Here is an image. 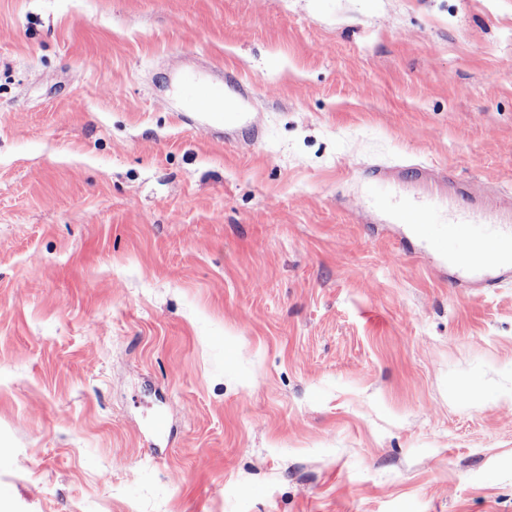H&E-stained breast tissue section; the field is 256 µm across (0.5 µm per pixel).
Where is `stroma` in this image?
<instances>
[{"instance_id": "stroma-1", "label": "stroma", "mask_w": 512, "mask_h": 512, "mask_svg": "<svg viewBox=\"0 0 512 512\" xmlns=\"http://www.w3.org/2000/svg\"><path fill=\"white\" fill-rule=\"evenodd\" d=\"M380 166L512 203V0H0V501L512 512V275ZM220 104H224V92L213 91L208 92L205 95L196 96L193 102V107L200 112H227L224 114V122H226L232 117L234 109L233 106L227 103L223 110L219 106Z\"/></svg>"}]
</instances>
